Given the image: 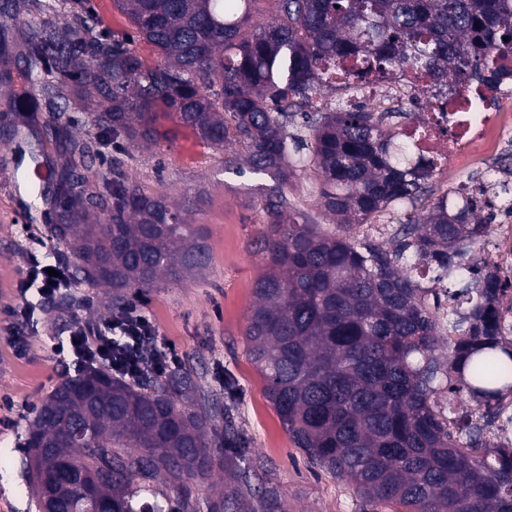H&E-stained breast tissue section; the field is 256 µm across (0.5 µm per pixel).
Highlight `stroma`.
Segmentation results:
<instances>
[{
  "instance_id": "obj_1",
  "label": "stroma",
  "mask_w": 512,
  "mask_h": 512,
  "mask_svg": "<svg viewBox=\"0 0 512 512\" xmlns=\"http://www.w3.org/2000/svg\"><path fill=\"white\" fill-rule=\"evenodd\" d=\"M149 149L116 151L104 148L102 171L120 162L129 180L145 191L173 202L202 195L192 216L206 225L211 264L204 275L181 284H164L143 296L144 312L156 324L162 341L174 347L180 368L196 370L205 388L234 409L246 438L245 459L262 465L261 476L276 484L288 501V512H371L346 482L312 468L305 454L292 444L278 416L264 396L265 382L251 364L245 337L253 304L252 288L264 263L255 244L270 219L264 209L268 196L286 195L296 210L317 224L329 223L313 192L316 175L277 187L268 176L239 174L240 144L213 147L191 130L170 133ZM32 201L13 167H0V512H35L27 494L21 460L27 423L51 389L69 372L58 361L53 345L73 327L109 320L105 289H78L80 304L61 313L38 304L34 322L18 326L11 316L21 299L16 279L32 258L50 260L55 249L47 221L19 222L17 213L31 212ZM28 341L26 355L12 343L15 333Z\"/></svg>"
}]
</instances>
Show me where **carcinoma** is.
Listing matches in <instances>:
<instances>
[{"instance_id":"1","label":"carcinoma","mask_w":512,"mask_h":512,"mask_svg":"<svg viewBox=\"0 0 512 512\" xmlns=\"http://www.w3.org/2000/svg\"><path fill=\"white\" fill-rule=\"evenodd\" d=\"M84 2L29 0L22 16L0 0V85L12 92L0 131L25 145L33 168L22 178L50 237L71 252L64 287L111 289L117 316L128 290L180 283L211 262L204 227L186 219L202 195L176 207L118 167L100 179L105 137L152 144L164 115L213 146L245 145L254 174L281 184L316 174L332 223H309L283 194L265 205L272 224L257 247L267 269L246 338L266 399L313 467L375 507L512 512V447H492L482 424L512 405L502 282L468 258L487 222L472 197L423 205L433 163L393 155L401 131L388 119L404 113L352 103L399 68L437 96L450 81L488 92L512 81V0H274L272 24L255 21L259 0H114L157 51L152 66ZM18 34L39 97L15 87ZM327 90L335 107L315 108ZM88 97L104 106L96 138L76 136L64 110L42 120L40 107ZM48 141L64 147L61 159L46 154ZM399 202L411 210L389 240L353 234ZM428 271L459 285L446 315L422 283ZM199 379L93 364L62 380L23 444L36 506L50 489L60 512H288L280 489L252 484L230 408ZM220 421L221 447L209 440ZM216 467L224 491L199 498L193 486ZM160 478L175 495L158 490Z\"/></svg>"}]
</instances>
